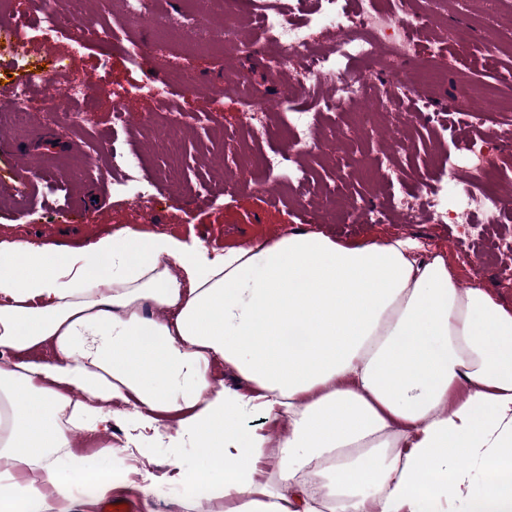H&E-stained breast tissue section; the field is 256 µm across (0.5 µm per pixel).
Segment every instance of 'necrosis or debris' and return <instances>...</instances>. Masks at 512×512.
<instances>
[{
	"label": "necrosis or debris",
	"mask_w": 512,
	"mask_h": 512,
	"mask_svg": "<svg viewBox=\"0 0 512 512\" xmlns=\"http://www.w3.org/2000/svg\"><path fill=\"white\" fill-rule=\"evenodd\" d=\"M34 14L40 28L67 31L74 48L94 44L128 55L139 52L136 42L120 38L118 31L107 24L83 19L78 10L59 11L48 7L46 0H35ZM308 19L332 29L333 36L326 45L317 48L308 41L303 30ZM244 21L267 34L273 47L272 59H296L301 64L284 95V102L290 107L292 136L283 148L263 156L262 163L268 170L279 169L285 160L315 149L308 128L310 115L299 108L305 99L315 98L320 109L332 112L365 91L393 82L416 105L414 112L402 118L403 127L417 126L423 112L431 107V87L436 75L426 65L429 54L424 41L431 38L432 32L426 15L415 9L413 0H295L294 7L286 11L278 9L274 0H224L221 21L195 20V31L188 42L199 48L240 45V24ZM9 39L15 48L13 66L21 71L23 79L13 85L9 104L0 110L8 114L13 125L22 128L55 121L58 108L40 106L34 98L35 92L53 79V71L36 66L22 51L25 24H15ZM350 56L368 61V68L339 71L330 64L331 59ZM407 57L416 60L415 68H391V61ZM326 85L331 86V94L315 96V88ZM457 139L473 160L464 174L468 183L465 204L448 212L432 176L418 174L409 187L392 193L390 209L402 223L424 220L431 224H453L462 228L465 238L481 241L486 239L488 225L512 211L511 202L486 188L490 172L477 164L478 159L497 150L498 136L491 130L484 138L476 139L462 128Z\"/></svg>",
	"instance_id": "4bbe7bcc"
}]
</instances>
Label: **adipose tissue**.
Wrapping results in <instances>:
<instances>
[{
  "label": "adipose tissue",
  "mask_w": 512,
  "mask_h": 512,
  "mask_svg": "<svg viewBox=\"0 0 512 512\" xmlns=\"http://www.w3.org/2000/svg\"><path fill=\"white\" fill-rule=\"evenodd\" d=\"M46 346L53 359H37ZM8 353L0 512H77L76 487L110 491L127 453L91 468L59 416L95 431L112 401L134 406L143 436L174 417L169 447L203 451L172 482L226 512H512V307L408 238L301 229L219 254L131 227L87 250L0 241ZM221 363L248 392L211 382ZM252 415L283 429L278 445L245 427Z\"/></svg>",
  "instance_id": "ef3b65f1"
}]
</instances>
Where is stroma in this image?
Segmentation results:
<instances>
[{"instance_id": "1", "label": "stroma", "mask_w": 512, "mask_h": 512, "mask_svg": "<svg viewBox=\"0 0 512 512\" xmlns=\"http://www.w3.org/2000/svg\"><path fill=\"white\" fill-rule=\"evenodd\" d=\"M84 19L102 21L138 43H151L150 60L130 59L121 52L103 54L94 45L72 52L69 36L62 31L28 29L27 50L32 62L59 71L58 81L37 91V98L62 102L72 85L92 82L99 87L123 93L129 109L125 122L113 127L108 102H101L88 126L77 127L67 117L51 124V140L42 141L34 133L19 134L9 122H0V178L18 181L10 191H0V240L26 238L63 249L82 248L123 227L194 237L210 248L224 249L250 240L278 236L285 230H321L345 240L382 239L403 235L418 241L424 251L446 253L457 260V245L450 225L418 222L403 224L388 214L389 189L379 179L381 171L396 168L411 178L415 168L433 165L438 159L466 168L467 160L454 131L436 128L433 121L420 124L413 137L410 156L392 149L390 131L361 130L354 125L358 112L380 111L382 102L368 91L346 103L338 113L316 115L314 136L318 145L302 168L306 181L302 196L285 203H274L280 181L288 171L264 172L258 163L263 152L279 149L284 129H276L267 140L241 153L235 138L243 129V104L238 96H220L227 78L238 77L259 99L264 111L281 113L287 75H275L267 65L268 47L256 40L249 50L183 56L157 43L159 25L179 26L192 15L185 0H153L145 24L128 25L123 0H81ZM447 26L439 35L451 40L466 33L472 44L469 59L452 50L434 57L433 65L442 81L433 94L432 112L446 111L449 105L465 104L471 87H488L497 96L512 98V56L487 61L486 45L512 43V8L503 0H485L480 13L448 11ZM158 81L172 82L175 96L160 103L147 88ZM206 88V95L193 94V87ZM185 113L179 133L180 159L171 163L164 147L165 133L153 125L167 112ZM209 113L207 122L196 113ZM109 133L120 149H135L144 158L146 170L138 184L121 185L119 176L101 177V159L91 149L93 130ZM57 169L67 179L56 190H48L40 178L43 171ZM212 182V198L195 193L199 183ZM337 195L326 210H318L326 189ZM460 285L488 288L512 305V277L500 275L494 258L460 266ZM104 412H116L108 431L80 430L74 434L71 453L95 467H105L107 447H124L134 434L137 418L132 408L107 403ZM147 453L137 456L134 471L121 475L114 493L138 496L142 512H220L212 500H191L183 508L187 488L166 482L174 465L190 467L199 454L198 445L172 451L166 443L148 440ZM156 478L153 495L143 496L145 475Z\"/></svg>"}]
</instances>
